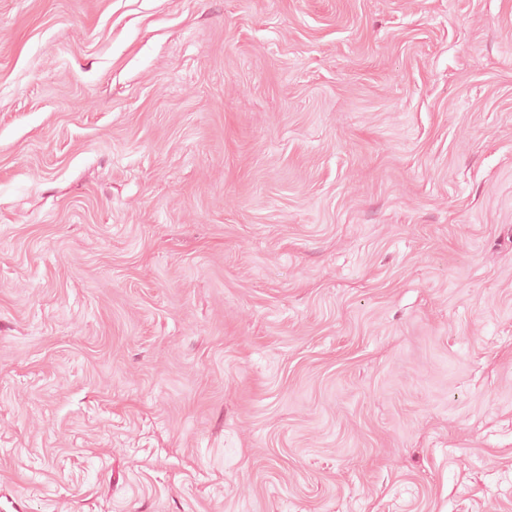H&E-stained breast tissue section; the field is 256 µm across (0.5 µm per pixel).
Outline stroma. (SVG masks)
Instances as JSON below:
<instances>
[{
	"label": "stroma",
	"instance_id": "stroma-1",
	"mask_svg": "<svg viewBox=\"0 0 512 512\" xmlns=\"http://www.w3.org/2000/svg\"><path fill=\"white\" fill-rule=\"evenodd\" d=\"M0 512H512V0H0Z\"/></svg>",
	"mask_w": 512,
	"mask_h": 512
}]
</instances>
